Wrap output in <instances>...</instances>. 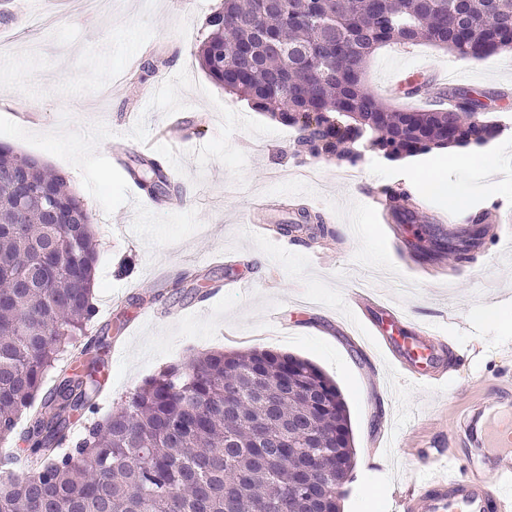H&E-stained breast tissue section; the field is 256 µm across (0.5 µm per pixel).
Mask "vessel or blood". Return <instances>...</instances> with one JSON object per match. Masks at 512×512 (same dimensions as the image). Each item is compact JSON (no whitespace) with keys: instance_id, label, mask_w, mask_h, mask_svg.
I'll return each instance as SVG.
<instances>
[{"instance_id":"b4317fda","label":"vessel or blood","mask_w":512,"mask_h":512,"mask_svg":"<svg viewBox=\"0 0 512 512\" xmlns=\"http://www.w3.org/2000/svg\"><path fill=\"white\" fill-rule=\"evenodd\" d=\"M369 307L362 321L383 353L414 383H441L443 372L430 364L431 349L439 345V338L422 330L402 336V315L382 302H370ZM486 409V402L472 404L461 432L476 449H498L502 461L494 472H486L472 456L460 455L455 448L443 457L425 454L419 487L400 501L399 512H512V417L491 421Z\"/></svg>"}]
</instances>
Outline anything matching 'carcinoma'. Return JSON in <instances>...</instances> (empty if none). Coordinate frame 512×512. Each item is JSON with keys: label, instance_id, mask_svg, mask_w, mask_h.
<instances>
[{"label": "carcinoma", "instance_id": "cac0c4a2", "mask_svg": "<svg viewBox=\"0 0 512 512\" xmlns=\"http://www.w3.org/2000/svg\"><path fill=\"white\" fill-rule=\"evenodd\" d=\"M428 42L479 60L512 52V0H224L194 48L201 70L224 92L295 131L296 157L354 165L369 150L389 161L435 149L483 146L501 133L487 116L489 95L456 88L448 107H397L365 82L368 62L390 44ZM288 49L284 57L272 49ZM0 144V443L20 420L29 471L0 474V512H280L300 478L302 459L276 446L288 420L320 436V452L354 464L346 404L310 360L253 348L211 352L147 379L104 419L96 342H81L96 314L97 243L91 215L69 179ZM127 177L158 205L172 181L156 156L122 162ZM20 177L54 199L62 216L21 212ZM381 194L397 224H414L419 208L405 191ZM471 219L461 238L409 242L412 257L434 263L453 253L474 259L484 244ZM80 363L45 378L63 360ZM235 393L232 401L224 392ZM279 399L276 410L266 397ZM84 432L70 438L76 421ZM318 512H340L313 487Z\"/></svg>", "mask_w": 512, "mask_h": 512}]
</instances>
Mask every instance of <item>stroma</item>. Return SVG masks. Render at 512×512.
I'll return each instance as SVG.
<instances>
[{
	"mask_svg": "<svg viewBox=\"0 0 512 512\" xmlns=\"http://www.w3.org/2000/svg\"><path fill=\"white\" fill-rule=\"evenodd\" d=\"M220 0H112L109 14L85 0H0V144L39 157L67 176L93 218L98 243L96 318L88 339L107 336L97 414H110L159 369L204 353L274 350L311 360L336 383L350 415L355 459L341 512H394L419 485V455L452 444L456 421L477 400L512 407V324L488 308L512 310V247L485 239L472 266L419 267L404 259L373 197L384 187L421 203L424 235L438 218L498 211L512 225V159L486 169L491 145L446 171L470 198L453 213L414 169L374 153L350 165L294 158L292 129L226 94L191 48ZM157 62L145 72L146 60ZM505 55L473 61L427 43L390 45L372 57L367 82L395 105L393 74L425 83L419 105L436 108L443 87L491 93L490 116L512 140V69ZM202 120L203 136L185 135ZM178 157L172 204L153 205L127 180L117 153ZM323 215L327 235L303 230V211ZM292 233H283V225ZM247 288H230L233 280ZM361 288L391 305L407 331L426 329L461 352L446 384L416 386L379 353L364 324H349L345 298ZM395 420L398 443L380 447Z\"/></svg>",
	"mask_w": 512,
	"mask_h": 512,
	"instance_id": "obj_1",
	"label": "stroma"
}]
</instances>
